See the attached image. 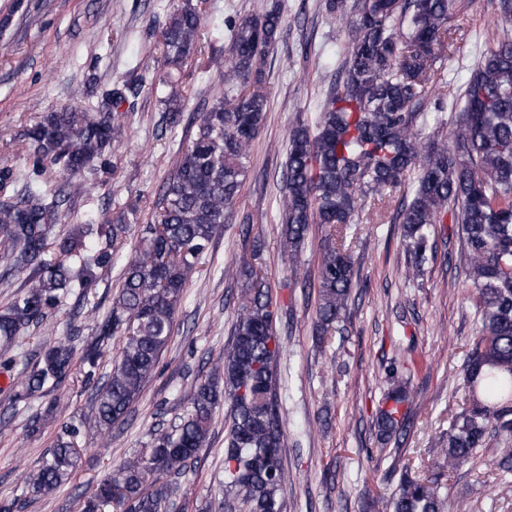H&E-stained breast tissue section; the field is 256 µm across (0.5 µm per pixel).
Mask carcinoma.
<instances>
[{
  "mask_svg": "<svg viewBox=\"0 0 512 512\" xmlns=\"http://www.w3.org/2000/svg\"><path fill=\"white\" fill-rule=\"evenodd\" d=\"M451 0H326L327 13L345 30L336 79L318 112L297 116L288 134L280 177L278 223L295 277L311 226L326 228L333 242L317 258L319 342L343 333L354 261L345 239L353 224H383L393 195L411 197L402 213L407 255L405 278L416 280L427 259L429 229L455 225L460 256L476 290L478 336L463 361L465 406L451 415L439 441L443 463L453 471L478 452L491 455L501 478H512V37L505 34L475 63L460 93L448 96L437 73L448 60L455 28L448 25ZM201 17L194 0L174 7L162 28L165 62L181 68L202 54ZM230 66L224 92L185 114L176 92L163 98L162 131L182 124L195 133L154 200V222L143 225L127 258L110 315L99 335L125 336L112 371L96 395L87 425L107 432L121 423L139 398L174 335L175 310L189 274L224 229V216L243 185L251 143L269 108L264 67L279 43L283 3L239 21H225ZM434 99L435 111L424 109ZM118 89L83 112H48L25 136L33 170L60 168L83 176L107 155L122 134L112 111L123 102ZM456 113L447 119L443 112ZM434 126L432 136L421 131ZM452 133H447V125ZM64 190L30 181L24 191L0 199V249L10 265L31 269L23 294L0 309V342L9 345L39 325L71 288L91 287L97 272L112 266L128 225L93 212L80 224L55 232ZM242 271L249 288L239 302L231 340L213 373L182 395L186 416L174 428L151 435L139 450L106 474L85 498L82 512H102L117 500L122 512H166L180 477L210 438L215 409L229 403L224 448L223 512H283L286 494L282 457L283 418L275 386L281 346L276 325L280 303L271 285L251 266ZM73 348L59 340L42 350L24 372L23 397L61 383L70 373ZM99 343L82 362L92 374ZM411 358L386 366L391 388L374 428L387 446L408 423L407 384ZM82 424H67L50 458L29 483L28 495L44 498L69 478ZM401 470L398 491L372 500L374 512H464L440 496L428 479Z\"/></svg>",
  "mask_w": 512,
  "mask_h": 512,
  "instance_id": "carcinoma-1",
  "label": "carcinoma"
}]
</instances>
